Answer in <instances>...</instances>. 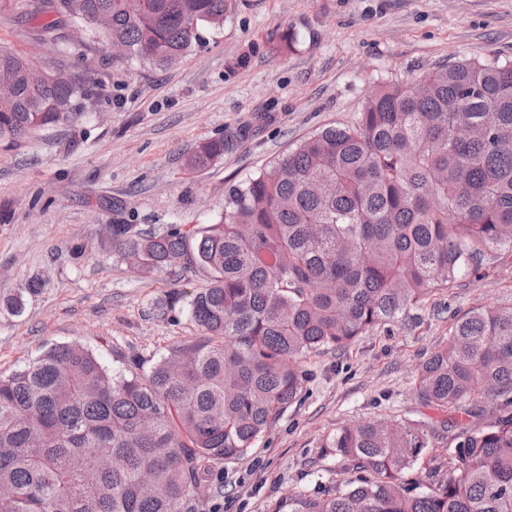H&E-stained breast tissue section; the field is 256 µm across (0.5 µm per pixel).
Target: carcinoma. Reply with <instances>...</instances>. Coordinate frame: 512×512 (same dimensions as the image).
<instances>
[{
    "mask_svg": "<svg viewBox=\"0 0 512 512\" xmlns=\"http://www.w3.org/2000/svg\"><path fill=\"white\" fill-rule=\"evenodd\" d=\"M229 0H27L127 56L178 63L219 28ZM0 141L77 120L87 81L0 46ZM230 142H200L201 171ZM112 252L144 274L203 270L187 301L199 336L149 370L74 342L0 376V512H201L215 467L247 454L301 395L305 363L403 321L432 293L512 251V63L465 60L367 95L356 124L303 139L227 192L204 230L144 233L119 218ZM417 419L340 426L319 448L342 462L288 512H512V305L463 313L419 364ZM454 447H448V441ZM432 466L408 479L423 452Z\"/></svg>",
    "mask_w": 512,
    "mask_h": 512,
    "instance_id": "obj_1",
    "label": "carcinoma"
}]
</instances>
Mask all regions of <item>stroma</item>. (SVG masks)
<instances>
[{
    "mask_svg": "<svg viewBox=\"0 0 512 512\" xmlns=\"http://www.w3.org/2000/svg\"><path fill=\"white\" fill-rule=\"evenodd\" d=\"M19 6L0 10V45L87 75L91 96L72 123L0 143V372L53 344L80 342L107 365L117 353L155 362L197 334L186 300L204 273L144 275L112 253V203L126 223L201 228L225 211L229 186L256 176L310 133L355 124L368 90L475 58L512 61V0H230L224 25L176 65L112 56L101 35L42 41ZM232 140L192 171L199 141ZM36 291H29V284ZM181 301L155 308L172 290ZM512 303V255L487 253L479 275L431 296L400 323L346 352L312 355L297 402L238 460L216 467L208 512H281L292 495L334 482L318 449L339 426L416 416V367L448 340L456 314Z\"/></svg>",
    "mask_w": 512,
    "mask_h": 512,
    "instance_id": "35a3bbf8",
    "label": "stroma"
}]
</instances>
